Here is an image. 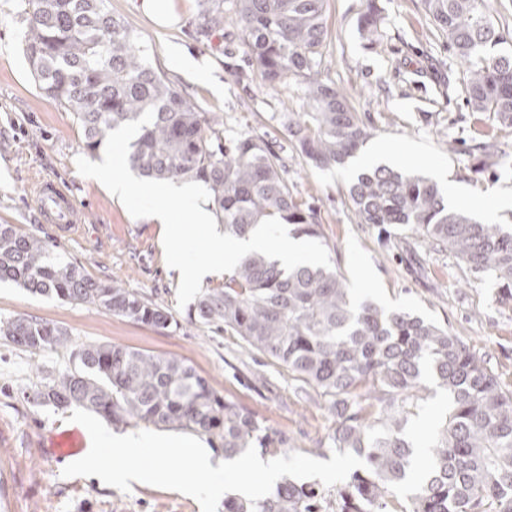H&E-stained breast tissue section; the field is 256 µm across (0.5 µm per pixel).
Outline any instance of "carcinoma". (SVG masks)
<instances>
[{
    "mask_svg": "<svg viewBox=\"0 0 512 512\" xmlns=\"http://www.w3.org/2000/svg\"><path fill=\"white\" fill-rule=\"evenodd\" d=\"M327 0H202L200 33L230 25L246 63L299 109L272 116L307 165H345L371 137L354 105L324 76ZM492 0H423L466 67V100L500 127L512 128V55L492 18ZM23 52L41 95L74 113L84 147L94 152L114 130L135 126L131 169L152 180L204 183L224 236L244 238L259 224H288L318 235L317 211L297 200L282 157L260 136L226 138L224 121L187 100L148 63L145 50L107 0H21ZM484 164L502 158L491 137ZM362 224L448 251L471 275L512 300V227L481 224L448 207L431 179L405 167L375 165L348 188ZM158 329L175 320L164 307L94 278L14 224H0V282ZM194 320L238 337L314 389L336 414L330 447L365 458L336 493L334 512H384L387 499L424 470L399 512H512V393L448 329L404 310L351 297L335 271L315 264L283 268L253 252L224 274V287L201 292ZM0 335L25 351L68 349L66 328L43 320H0ZM452 404L418 460L408 426L428 401L426 381ZM46 406L84 407L112 425L130 421L187 429L222 442L230 459L273 438L246 409L216 392L189 364L161 355L91 343L40 385ZM224 512H328L305 483L284 482L256 504L224 500Z\"/></svg>",
    "mask_w": 512,
    "mask_h": 512,
    "instance_id": "cac0c4a2",
    "label": "carcinoma"
}]
</instances>
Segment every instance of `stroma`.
<instances>
[{
	"instance_id": "obj_1",
	"label": "stroma",
	"mask_w": 512,
	"mask_h": 512,
	"mask_svg": "<svg viewBox=\"0 0 512 512\" xmlns=\"http://www.w3.org/2000/svg\"><path fill=\"white\" fill-rule=\"evenodd\" d=\"M201 0H173V25L156 26L133 0H108L112 13L133 29L161 72L201 110L223 117L224 134H252L272 141L288 168L297 198L316 207L320 235L310 244L321 262L336 268L349 285L388 309H402L447 327L512 391V301H494L489 289L469 276L449 254L384 245L376 229L360 223L348 198L358 167L318 170L286 149L273 121L289 106L287 95L261 86L243 68V50L226 32L197 39ZM368 0H327L329 35L325 72L352 100L373 136L363 148L405 146L396 160L426 177L447 172L448 204L488 192L512 193V129H498L488 113L474 111L448 41L421 0H375L381 35L363 34ZM20 0H0V224H14L42 238L54 253L89 275L140 293L173 315L175 327L156 329L93 306L69 304L0 283V320L25 316L67 328L71 348L112 343L191 364L228 400L252 412L276 440L260 449L274 459L300 452L330 460L328 437L337 418L313 390L299 389L287 371L244 348L234 336L189 319L199 290L181 287L170 270L169 240L129 204L112 199L89 178L79 160H95L85 149L72 113L47 102L37 90L21 50L25 23ZM179 48L199 64L198 74L172 67ZM496 135L504 152L488 169L475 146ZM68 191L76 230L62 229L39 212L42 182ZM64 353L31 354L0 336V512H201L184 494L147 484L122 492L83 476L66 477L69 460L51 452L56 436L71 426V409L40 405L30 397L64 366Z\"/></svg>"
}]
</instances>
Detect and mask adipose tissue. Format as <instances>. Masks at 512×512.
I'll return each instance as SVG.
<instances>
[{"label":"adipose tissue","mask_w":512,"mask_h":512,"mask_svg":"<svg viewBox=\"0 0 512 512\" xmlns=\"http://www.w3.org/2000/svg\"><path fill=\"white\" fill-rule=\"evenodd\" d=\"M114 159L104 156L94 166V178L106 182L113 197L126 200L157 224L161 236L172 240L169 266L188 283L194 284L213 275L215 270L231 267L243 256L254 251L269 253L281 265L293 266L316 262L309 244L289 235L285 226H259L249 239L225 237L215 224L208 209V199L202 186L192 183L168 184L162 187H142L113 177ZM216 244L212 263L200 265L190 259L200 239Z\"/></svg>","instance_id":"1"}]
</instances>
